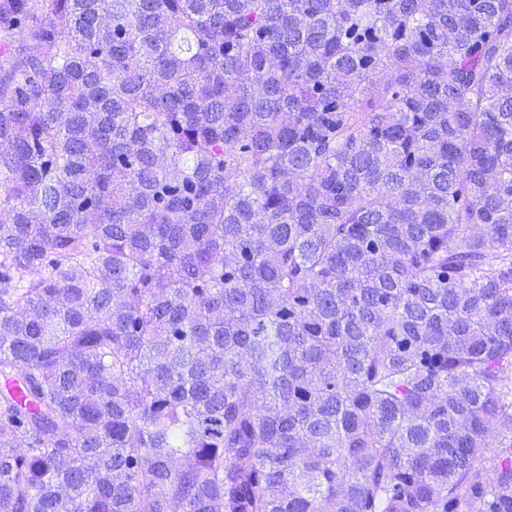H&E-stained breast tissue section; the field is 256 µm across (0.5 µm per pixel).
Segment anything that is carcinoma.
Segmentation results:
<instances>
[{
    "mask_svg": "<svg viewBox=\"0 0 512 512\" xmlns=\"http://www.w3.org/2000/svg\"><path fill=\"white\" fill-rule=\"evenodd\" d=\"M511 88L512 0H0V512H512Z\"/></svg>",
    "mask_w": 512,
    "mask_h": 512,
    "instance_id": "obj_1",
    "label": "carcinoma"
}]
</instances>
